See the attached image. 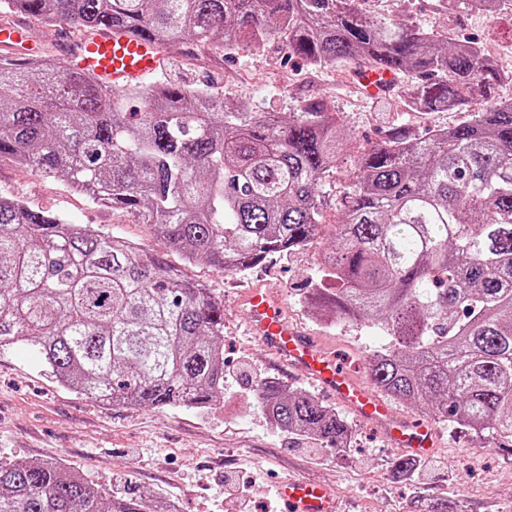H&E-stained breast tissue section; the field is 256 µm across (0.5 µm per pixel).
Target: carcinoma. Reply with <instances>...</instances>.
I'll return each instance as SVG.
<instances>
[{"label":"carcinoma","instance_id":"carcinoma-1","mask_svg":"<svg viewBox=\"0 0 512 512\" xmlns=\"http://www.w3.org/2000/svg\"><path fill=\"white\" fill-rule=\"evenodd\" d=\"M46 26L226 50L285 43L318 70L360 61L411 79L413 105L471 110L426 137L397 126L361 152L315 287L321 321L383 333L371 379L438 421L512 443V70L474 41L369 15L360 0H0ZM138 102L142 111L129 112ZM347 141L326 97L282 122L167 81L122 96L48 55L0 58V161L130 210L189 264L244 273L323 233L322 181ZM34 346L57 382L103 403L209 408L224 396V302L162 256L0 195V347ZM282 432L343 448L312 393L255 384ZM0 512H171L56 461L0 458ZM427 512H462L437 498Z\"/></svg>","mask_w":512,"mask_h":512}]
</instances>
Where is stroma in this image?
Returning <instances> with one entry per match:
<instances>
[{
    "label": "stroma",
    "mask_w": 512,
    "mask_h": 512,
    "mask_svg": "<svg viewBox=\"0 0 512 512\" xmlns=\"http://www.w3.org/2000/svg\"><path fill=\"white\" fill-rule=\"evenodd\" d=\"M364 10L383 20L402 19L451 39L472 37L493 46L502 68L512 69V15L464 11L438 14L430 0H365ZM7 23L28 31L29 47L61 49L74 40L60 23L47 29L21 14ZM162 77L191 87H213L240 100L251 112L295 111L298 101L326 96L340 112L348 133L340 164L323 181L322 221L336 223L341 202L353 185L354 161L388 129L402 126L422 136L466 120V113L416 112L403 102L407 77L398 93L367 95L355 86V65L308 69L289 57L281 42L226 52L187 41L164 51ZM0 194L35 209L61 215L69 223L92 224L164 254L152 231L132 213L104 208L63 181L0 162ZM333 245L321 235L308 247L273 255L243 274L217 272L198 261L186 267L224 299V398L208 409L137 408L103 404L56 382L39 355L26 346L0 348V457L57 460L120 492L128 484L178 504V512H280L277 487L296 476L330 486L340 512H421L425 502L462 496L469 512H512V454L497 441L438 423V444L430 469L398 476L400 451L373 425L352 413L349 447L328 450L277 431L254 406L252 374L310 390V383L277 367L246 331L242 294L256 284L274 288L285 302L289 322L313 336L355 377L369 378L370 356L382 339L373 329L340 322L326 326L300 304L298 293L315 275L320 255Z\"/></svg>",
    "instance_id": "35a3bbf8"
}]
</instances>
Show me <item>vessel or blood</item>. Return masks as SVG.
Here are the masks:
<instances>
[{
	"instance_id": "b4317fda",
	"label": "vessel or blood",
	"mask_w": 512,
	"mask_h": 512,
	"mask_svg": "<svg viewBox=\"0 0 512 512\" xmlns=\"http://www.w3.org/2000/svg\"><path fill=\"white\" fill-rule=\"evenodd\" d=\"M64 60L69 67L104 86L131 87L155 74L164 56L156 40L115 33L78 42L66 52ZM358 81L367 93L376 94L392 84L393 76L366 69ZM244 304L250 333L283 367L308 379L360 419L377 425L392 446L416 457L433 453L438 438L436 428L415 425L397 416L387 399L339 368L311 336L289 324L282 302L272 290L249 288ZM279 500L281 512H336L329 488L312 480H285L279 489Z\"/></svg>"
}]
</instances>
